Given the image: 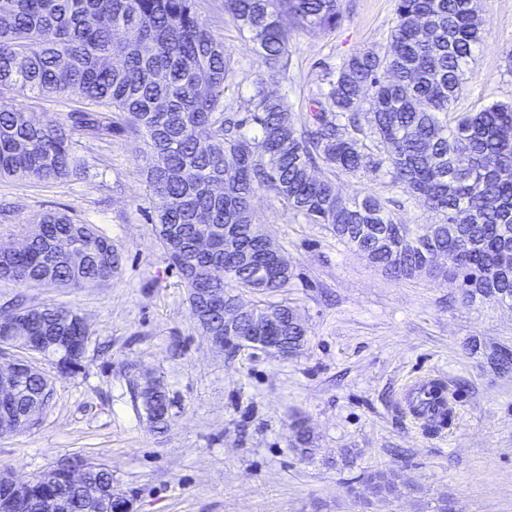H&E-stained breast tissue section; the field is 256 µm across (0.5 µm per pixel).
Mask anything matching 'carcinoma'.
Instances as JSON below:
<instances>
[{"mask_svg":"<svg viewBox=\"0 0 512 512\" xmlns=\"http://www.w3.org/2000/svg\"><path fill=\"white\" fill-rule=\"evenodd\" d=\"M474 0H396L386 44L356 52L326 77L300 120L261 86L243 112L224 108L234 61L224 42L200 22L195 0H0V93L78 97L71 126L37 120L0 102V179L51 182L80 178L85 166L73 134L103 140L122 130L139 142L155 219L153 231L168 265L187 291L190 315L207 336L224 320L201 299L206 288L273 294L292 275L288 257L278 274L256 275L248 255L265 249L253 224L252 199L268 191L293 215L324 225L373 267L397 279L445 277L464 302L498 293L512 302V273L499 268L512 253V100L457 111L462 76L482 38ZM239 32L257 44L260 64L286 72L297 30L332 31L343 21L340 0H224ZM373 176L401 189L404 202L435 213L432 224H400L387 201L371 194L340 200L336 175ZM23 253L0 250V280L77 289L112 280L121 255L93 224L63 213L35 216ZM203 224H235L224 252L195 248ZM56 306L27 312L19 336H86L85 324L61 321ZM252 313L278 322L283 357L295 356L308 330L286 304ZM61 369L81 366L75 345L47 344ZM512 370V352L490 356ZM53 382L37 370L18 381L17 405L33 427L49 408ZM134 400L153 428L169 420L171 399L156 382ZM90 479L104 495L94 506L50 470L33 492L61 496L69 512H110L112 473Z\"/></svg>","mask_w":512,"mask_h":512,"instance_id":"1","label":"carcinoma"}]
</instances>
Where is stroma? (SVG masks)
<instances>
[{"instance_id": "obj_1", "label": "stroma", "mask_w": 512, "mask_h": 512, "mask_svg": "<svg viewBox=\"0 0 512 512\" xmlns=\"http://www.w3.org/2000/svg\"><path fill=\"white\" fill-rule=\"evenodd\" d=\"M341 7L335 31L293 32V65L283 73L257 62L223 0H196L200 20L235 62L225 107L244 110L259 81L304 117L326 73L384 44L393 23L394 0H341ZM476 8L483 40L465 75L461 112L512 99V0H476ZM14 104L61 122L77 108L73 97L37 93ZM73 149L86 180H0V241L21 242L34 216L63 212L110 237L122 267L112 281L76 290L0 281V311L62 305L89 328L79 371L36 356L53 382L52 400L37 427L0 434V470L31 481L78 458L110 471L132 512H436L443 497L455 512H512V372L488 360L493 349L512 348V305L462 302L449 280L391 278L261 191L256 225L292 268L287 288L267 299L294 307L308 335L291 358L220 349L195 326L163 258L132 139L78 135ZM240 299L267 300L246 291ZM148 378L172 400L162 433L133 406L134 386ZM423 378L448 390L446 428L409 411L407 392ZM297 418L313 438L306 453L293 443ZM379 471L394 474L399 492L373 493L369 478Z\"/></svg>"}]
</instances>
